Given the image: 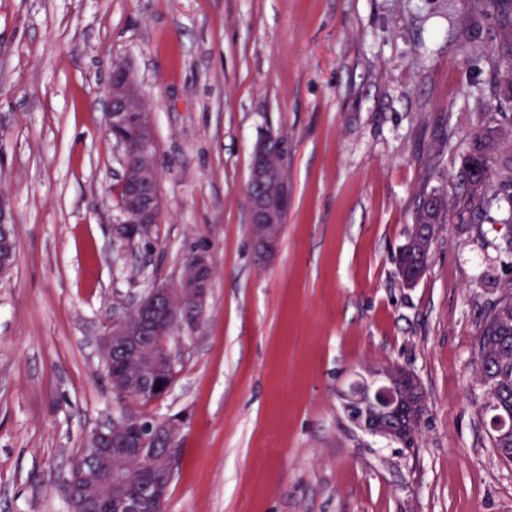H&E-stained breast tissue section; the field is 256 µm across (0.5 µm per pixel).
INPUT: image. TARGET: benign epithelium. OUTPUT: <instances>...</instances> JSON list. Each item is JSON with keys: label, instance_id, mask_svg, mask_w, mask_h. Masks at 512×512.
I'll list each match as a JSON object with an SVG mask.
<instances>
[{"label": "benign epithelium", "instance_id": "benign-epithelium-1", "mask_svg": "<svg viewBox=\"0 0 512 512\" xmlns=\"http://www.w3.org/2000/svg\"><path fill=\"white\" fill-rule=\"evenodd\" d=\"M108 106L105 126L108 134L122 150L123 177L119 188V204L123 221L115 227L116 237L125 242L146 237L157 223L162 210L159 174L153 127V113L138 90L126 65L116 62L107 82ZM275 136L261 138L254 147L248 184L251 234L256 252L266 260L275 256L280 242L281 228L275 219L276 210L288 200L286 169L271 164L267 152ZM16 255V244L11 237L0 235V266L11 263ZM211 288V260L206 252L187 256L176 286L157 282L135 302L126 313L112 316L99 340L103 361H122L129 375L115 385L113 393L125 399L131 392L153 404L160 400L174 384L179 359L170 346L169 329L192 330L200 322ZM170 370L168 384L161 391L153 373ZM423 388L418 377L401 395L393 381L384 388L365 393L376 411L374 430L388 433L396 441L398 436L378 420L394 415L410 397H418ZM143 416L123 412L91 430L78 455V462L97 467L102 489L113 502L111 512H164L166 500L150 481L136 496L120 493L127 473L112 466V435L127 428L136 429ZM151 421L149 435H160L164 453L158 465L165 468V479L172 480L175 465L180 458L187 418L183 415L158 418Z\"/></svg>", "mask_w": 512, "mask_h": 512}]
</instances>
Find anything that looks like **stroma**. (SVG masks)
Instances as JSON below:
<instances>
[{"label": "stroma", "instance_id": "stroma-1", "mask_svg": "<svg viewBox=\"0 0 512 512\" xmlns=\"http://www.w3.org/2000/svg\"><path fill=\"white\" fill-rule=\"evenodd\" d=\"M496 9L474 0H0V198L17 259L0 277V512H68L60 482L125 410L97 343L154 281L207 251L206 311L174 341L151 414L189 424L166 512H512L473 369L482 314L512 285V188L470 194L472 133L512 145L492 74ZM153 111L164 207L119 242L113 62ZM288 141L277 254L254 251L247 186L264 134ZM467 201L429 266L393 258L416 197ZM400 363L426 395L414 448L352 423L354 374Z\"/></svg>", "mask_w": 512, "mask_h": 512}]
</instances>
